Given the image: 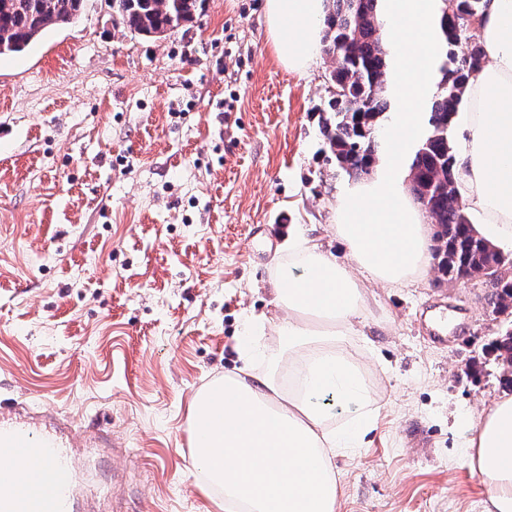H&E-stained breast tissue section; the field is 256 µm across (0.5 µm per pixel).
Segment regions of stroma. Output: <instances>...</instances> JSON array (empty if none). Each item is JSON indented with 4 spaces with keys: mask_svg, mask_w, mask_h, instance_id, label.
<instances>
[{
    "mask_svg": "<svg viewBox=\"0 0 512 512\" xmlns=\"http://www.w3.org/2000/svg\"><path fill=\"white\" fill-rule=\"evenodd\" d=\"M264 0H198L154 39L111 0L0 60V400L64 422L80 512H222L191 473L187 404L238 367L289 236L330 245L350 181L323 150L333 60L271 54ZM352 352L386 369L339 512H485L456 421L506 390L512 328L479 278L373 285ZM448 342L431 343L436 319Z\"/></svg>",
    "mask_w": 512,
    "mask_h": 512,
    "instance_id": "35a3bbf8",
    "label": "stroma"
}]
</instances>
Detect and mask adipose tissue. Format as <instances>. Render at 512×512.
<instances>
[{
	"label": "adipose tissue",
	"instance_id": "1",
	"mask_svg": "<svg viewBox=\"0 0 512 512\" xmlns=\"http://www.w3.org/2000/svg\"><path fill=\"white\" fill-rule=\"evenodd\" d=\"M325 4L265 0L269 48L288 70L317 59ZM444 8V0H379L396 110L380 161L337 200L334 231L348 260L308 240L289 243L288 262L271 281L274 311L253 324L271 328L297 359L292 384L279 379L278 359L249 340L235 372L188 404L193 472L205 492L223 497L226 512H338L334 458L376 430L374 377L349 343L368 304L367 282L395 285L431 263L429 224L402 183L429 125L425 105L443 79ZM479 34L488 62L460 110L456 185L478 234L512 248V0H484ZM459 438L486 487L487 512H512V395L460 421Z\"/></svg>",
	"mask_w": 512,
	"mask_h": 512
}]
</instances>
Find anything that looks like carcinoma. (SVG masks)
Here are the masks:
<instances>
[{
    "label": "carcinoma",
    "instance_id": "1",
    "mask_svg": "<svg viewBox=\"0 0 512 512\" xmlns=\"http://www.w3.org/2000/svg\"><path fill=\"white\" fill-rule=\"evenodd\" d=\"M322 44L336 59L327 81L337 95L328 100L322 134L328 159L358 177L369 172L380 141L379 123L391 108L387 96L384 22L378 0H326ZM441 18L446 52L441 63L448 89L438 92L429 109L430 128L410 164V191L437 232L433 248L439 271L450 281L463 272L493 277L487 294L495 313L512 301V262L473 231L455 189L449 128L459 111L471 75L484 62L478 36L483 0H445ZM84 0H0V58L24 52L55 27L74 23ZM195 0H112L119 24L138 34L156 36L188 22Z\"/></svg>",
    "mask_w": 512,
    "mask_h": 512
}]
</instances>
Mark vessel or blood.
Wrapping results in <instances>:
<instances>
[{
    "label": "vessel or blood",
    "instance_id": "b4317fda",
    "mask_svg": "<svg viewBox=\"0 0 512 512\" xmlns=\"http://www.w3.org/2000/svg\"><path fill=\"white\" fill-rule=\"evenodd\" d=\"M0 460L21 461L37 479L0 470V512H75L82 480L70 440L57 428L0 415Z\"/></svg>",
    "mask_w": 512,
    "mask_h": 512
}]
</instances>
